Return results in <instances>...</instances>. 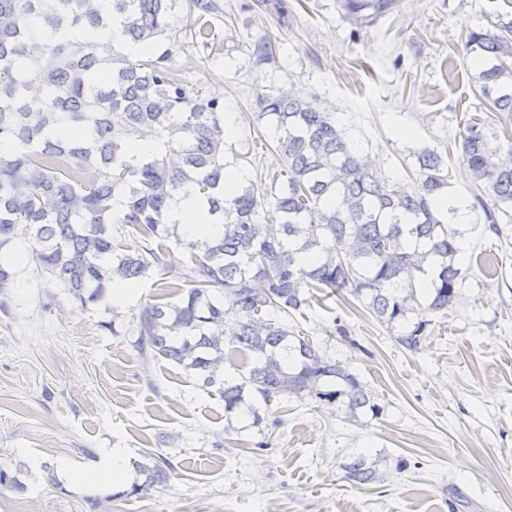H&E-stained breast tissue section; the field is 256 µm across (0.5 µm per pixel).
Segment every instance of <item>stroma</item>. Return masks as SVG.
Returning <instances> with one entry per match:
<instances>
[{"instance_id":"stroma-1","label":"stroma","mask_w":512,"mask_h":512,"mask_svg":"<svg viewBox=\"0 0 512 512\" xmlns=\"http://www.w3.org/2000/svg\"><path fill=\"white\" fill-rule=\"evenodd\" d=\"M258 0H224L218 48L192 43L172 59L192 85L224 96L231 168L259 185L281 171L261 148L259 91L282 90L334 112L387 176L413 187L405 169L428 146L448 161L449 197L469 201L472 182L453 144L480 111L463 43L468 32L512 25V0H401L399 15L356 27L338 0H287V19ZM271 41L275 60L253 44ZM456 230L466 279L419 353L354 297H323L289 325L341 362L382 410L352 419L314 399L262 412L228 413L219 396L162 357L137 347L143 305L163 295L159 276L121 305L79 306L28 254L30 236L7 250L17 270L0 308V464L24 493L0 487V512H512V231ZM105 448L128 459L149 448L178 467L148 494L110 499L103 489L48 482L44 465L80 466ZM372 463L375 483L343 479L350 456ZM410 466L399 471L397 461Z\"/></svg>"}]
</instances>
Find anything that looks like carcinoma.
Returning <instances> with one entry per match:
<instances>
[{"instance_id":"1","label":"carcinoma","mask_w":512,"mask_h":512,"mask_svg":"<svg viewBox=\"0 0 512 512\" xmlns=\"http://www.w3.org/2000/svg\"><path fill=\"white\" fill-rule=\"evenodd\" d=\"M400 0H339L356 25L398 11ZM220 0H0V249L28 227L31 258L85 306L117 284L154 274L176 301H148L138 316V347L195 375L236 412L251 397L269 407L314 397L346 415L381 407L359 376L319 354L288 317L325 289L360 300L379 322L401 326L396 342L416 354L434 317L458 299L463 249L448 227L455 208L443 197L448 164L418 152L417 185L401 192L369 167L332 112L279 92L261 91L262 133L285 169L224 194V95L193 87L172 66L182 48L178 25L205 50ZM112 26L105 41L96 32ZM138 47L132 55L128 48ZM465 56L486 117L460 129L459 158L473 176L468 209L500 236L512 216V144L493 116L512 112V26L472 31ZM151 134V146L136 144ZM192 193L223 217L216 230L189 234L169 221L178 197ZM122 224L137 237L133 250ZM186 260L171 256V246ZM13 262L0 259V294L14 287ZM237 328L224 338V319ZM231 343L253 365L240 380L224 372ZM133 462L143 481L115 497L140 495L177 474L151 450ZM343 478L375 481L361 456ZM0 487L26 490L0 465Z\"/></svg>"}]
</instances>
